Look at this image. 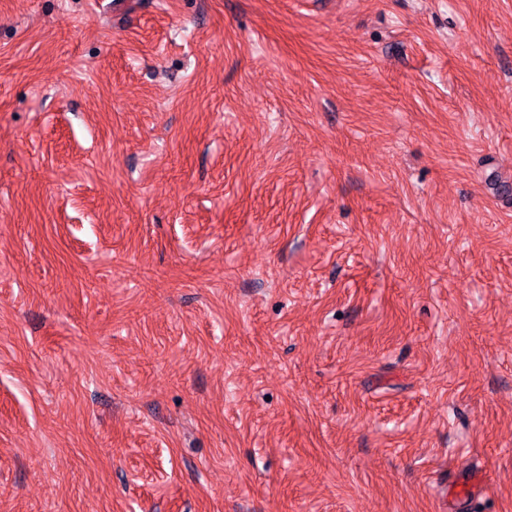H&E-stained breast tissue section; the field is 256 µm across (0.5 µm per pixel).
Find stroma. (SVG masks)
Listing matches in <instances>:
<instances>
[{"label":"stroma","mask_w":512,"mask_h":512,"mask_svg":"<svg viewBox=\"0 0 512 512\" xmlns=\"http://www.w3.org/2000/svg\"><path fill=\"white\" fill-rule=\"evenodd\" d=\"M0 0V512H512V0Z\"/></svg>","instance_id":"obj_1"}]
</instances>
